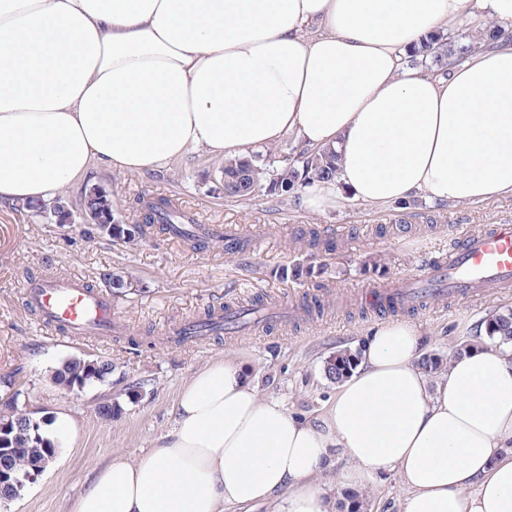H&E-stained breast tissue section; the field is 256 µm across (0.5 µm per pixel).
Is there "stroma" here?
<instances>
[{
	"mask_svg": "<svg viewBox=\"0 0 512 512\" xmlns=\"http://www.w3.org/2000/svg\"><path fill=\"white\" fill-rule=\"evenodd\" d=\"M91 181L111 193L124 223H136L145 202L164 197L197 223L219 230L230 224L248 230L252 239L234 251L220 242L198 251L191 242L148 228L134 244L119 245L91 233L79 185L60 194L73 215L63 226L21 204L0 207V395L20 391L22 402L41 416L52 420L65 413L79 428L78 439L60 435L53 462L0 512H70L94 469L117 455L136 456L171 428L179 392L215 360H241L264 401L316 423L336 391L323 374L326 359L357 350L375 325L394 319L414 323L426 353L445 358L473 340L493 312L512 308V287L489 289L478 299L430 300L393 315L367 311L357 296L359 289L388 278L410 279L423 262L446 257L460 232L512 221V197L445 205L414 199L406 209L346 202L314 212L296 198L225 197L224 162L203 153L142 174L98 170ZM312 228L337 240L338 249L307 250L298 236ZM298 264L322 271L303 280L281 278V270ZM114 272L134 285L112 299L114 312L129 327L125 336L69 338L25 303L26 284L45 274L83 276L104 294L105 278ZM303 295L324 303L322 318L275 321L191 347L162 341L174 325L210 307L260 299L282 311ZM75 356L112 361L108 389L123 408L117 419L103 420L97 412L107 388L69 392L52 381L54 368ZM132 386L140 391L133 401L125 394ZM404 493L399 477L390 473L368 480L354 495L364 501L365 512H399Z\"/></svg>",
	"mask_w": 512,
	"mask_h": 512,
	"instance_id": "1",
	"label": "stroma"
}]
</instances>
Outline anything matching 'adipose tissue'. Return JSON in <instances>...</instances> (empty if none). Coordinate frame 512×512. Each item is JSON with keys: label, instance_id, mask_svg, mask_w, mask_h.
<instances>
[{"label": "adipose tissue", "instance_id": "ef3b65f1", "mask_svg": "<svg viewBox=\"0 0 512 512\" xmlns=\"http://www.w3.org/2000/svg\"><path fill=\"white\" fill-rule=\"evenodd\" d=\"M464 15L510 24L512 0H0V206L287 135L339 154L335 180L303 189L312 211L512 194V46L445 76L406 63ZM422 343L411 324L377 326L318 425L214 362L171 429L97 469L72 512H330L317 477L336 449L340 485L397 473L401 512H512V348L433 376Z\"/></svg>", "mask_w": 512, "mask_h": 512}]
</instances>
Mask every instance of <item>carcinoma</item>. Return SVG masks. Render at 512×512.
I'll return each instance as SVG.
<instances>
[{
	"mask_svg": "<svg viewBox=\"0 0 512 512\" xmlns=\"http://www.w3.org/2000/svg\"><path fill=\"white\" fill-rule=\"evenodd\" d=\"M507 29L489 25L482 30L463 35L467 43L458 49L448 45V36L436 32L415 44L409 50V63L423 66L443 74L464 62L467 55L490 46L502 38ZM339 171V156L336 150L327 147L311 152L303 151L293 160L286 159L279 167L269 170L265 160L258 155L224 163V196L247 198L259 192L270 196L290 197L314 181L336 179ZM84 210L91 213L92 229L102 233L103 225L110 224L113 241L131 244L136 235L123 233L125 225L118 222L112 195L98 185L84 191ZM141 224L159 225V229L170 236L186 239L193 247L204 250L210 247L214 238L190 215L177 209L170 200L160 198L149 202L141 212ZM211 312H206L192 325L178 333V341L185 342L191 336H204L214 330ZM486 336L492 342L502 344L512 341V308H506L490 315L486 321ZM358 354L348 350L329 357L323 366L325 377L334 383L343 381L357 366ZM114 371L110 360H89L71 357L55 368L52 378L57 385L71 392L80 385H112ZM20 393L0 398V423L9 424L6 433L7 447L14 449L9 456L0 458V465L6 469L22 471L27 465L39 461L48 450L56 447L55 440L46 433L47 421L31 414L28 419L18 418L15 402Z\"/></svg>",
	"mask_w": 512,
	"mask_h": 512,
	"instance_id": "obj_1",
	"label": "carcinoma"
}]
</instances>
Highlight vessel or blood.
Here are the masks:
<instances>
[{
    "label": "vessel or blood",
    "mask_w": 512,
    "mask_h": 512,
    "mask_svg": "<svg viewBox=\"0 0 512 512\" xmlns=\"http://www.w3.org/2000/svg\"><path fill=\"white\" fill-rule=\"evenodd\" d=\"M416 285L457 296L512 286V224L460 234L446 258L424 264ZM26 292L47 324L67 328L71 335L85 336L90 329L112 326L111 299L92 293L80 276L49 274L29 282Z\"/></svg>",
    "instance_id": "obj_1"
}]
</instances>
